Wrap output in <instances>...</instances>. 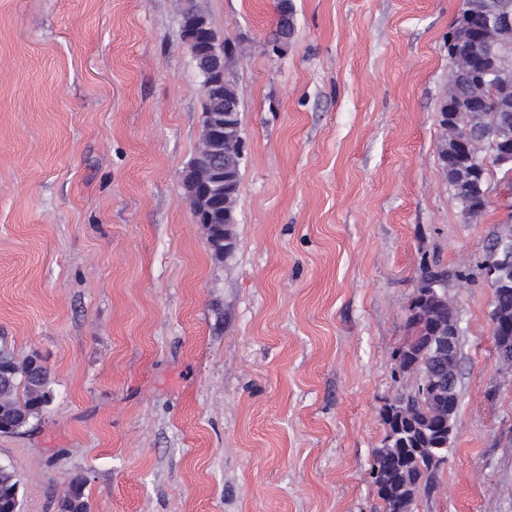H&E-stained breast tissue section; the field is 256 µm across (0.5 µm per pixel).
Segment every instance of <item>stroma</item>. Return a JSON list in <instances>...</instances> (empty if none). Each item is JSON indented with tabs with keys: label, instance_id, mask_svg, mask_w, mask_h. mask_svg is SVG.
I'll return each mask as SVG.
<instances>
[{
	"label": "stroma",
	"instance_id": "stroma-1",
	"mask_svg": "<svg viewBox=\"0 0 512 512\" xmlns=\"http://www.w3.org/2000/svg\"><path fill=\"white\" fill-rule=\"evenodd\" d=\"M194 0L237 47L245 157L235 249L211 252L181 173L201 77L178 0H0V346L54 398L0 435L20 512H383L371 475L424 267L463 330L456 431L412 512H512V367L488 240L441 170L462 0ZM469 275V283L458 274ZM86 480L82 477L73 478L69 485L74 488V493L63 498L61 509L63 512H88V502L85 496Z\"/></svg>",
	"mask_w": 512,
	"mask_h": 512
}]
</instances>
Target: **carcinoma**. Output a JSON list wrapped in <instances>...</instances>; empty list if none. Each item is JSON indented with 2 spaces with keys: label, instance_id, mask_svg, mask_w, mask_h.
Listing matches in <instances>:
<instances>
[{
  "label": "carcinoma",
  "instance_id": "carcinoma-1",
  "mask_svg": "<svg viewBox=\"0 0 512 512\" xmlns=\"http://www.w3.org/2000/svg\"><path fill=\"white\" fill-rule=\"evenodd\" d=\"M504 8L512 13V0H469L468 12L473 24L484 29L489 11ZM462 41V52L476 60L489 64L499 62L500 46L489 36H471L467 22L457 19L452 27ZM201 54L196 61L199 70L208 69L209 57L205 53L216 50L224 55L233 53L228 45L220 44L215 33H207L197 45ZM203 96L202 114L206 122L219 127L221 141L211 151L197 152L186 171L203 170L211 197L224 200L228 194L238 195L241 179V163L233 157L236 142L242 139L239 113L228 118L224 102L238 101L234 85L227 81L215 89L201 81ZM440 126L444 136L438 148L440 166L459 200L464 216L473 219L481 215L486 204L472 196V170L482 158L475 148L466 152L459 148L457 138L477 131L488 139H498L501 145L512 149V67L504 75L484 74L481 85L474 87L466 81L448 83V95L439 108ZM211 230L208 244L217 257L224 256V237L234 238L233 224L236 214L224 216V207L215 203L209 207ZM493 303L502 317L512 321V288L492 291ZM416 312L406 317L408 350L403 362L402 374L411 379L407 391L400 394L404 406L393 413L383 411L386 433L383 446L376 450L372 473L383 512H409L418 489L432 483L438 470L435 458L448 453V430L456 428V420L448 419V392L433 396L423 393L422 383L430 378L441 365L448 364V356L436 350V336L440 325L457 314L442 292L425 299L422 288L410 300ZM6 352L11 371L0 369V433L19 434L33 427L52 400L51 373L38 354L19 361L11 351ZM86 480L76 477L69 482L74 493L62 500V512H88L85 496ZM19 480L10 470L0 468V512H7L15 504V490Z\"/></svg>",
  "mask_w": 512,
  "mask_h": 512
}]
</instances>
